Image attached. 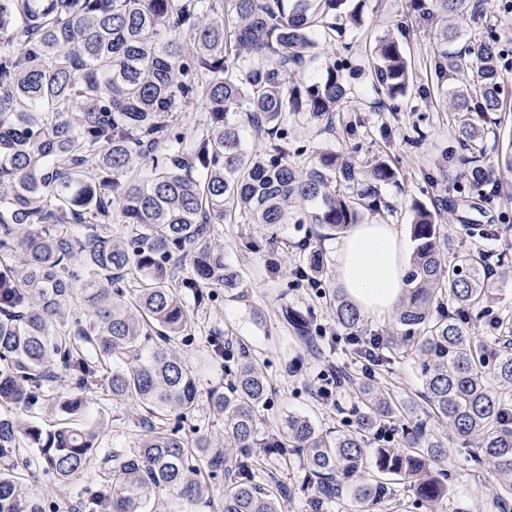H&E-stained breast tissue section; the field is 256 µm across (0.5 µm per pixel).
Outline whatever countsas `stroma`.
<instances>
[{"mask_svg": "<svg viewBox=\"0 0 512 512\" xmlns=\"http://www.w3.org/2000/svg\"><path fill=\"white\" fill-rule=\"evenodd\" d=\"M360 7L362 26L347 32L335 45L315 49L310 66L314 73L332 63L342 67L348 95L334 116L335 132L324 131L322 124L301 113L289 119L290 143L307 157L324 151L342 152L360 160L385 155L397 177L383 188L381 208L364 212L362 219L394 224L405 233L409 230L413 202L435 200L428 178L438 175L437 162L442 151L457 147L446 102L433 91L425 68L426 59L433 55L437 45L438 26L415 16L410 0H361ZM448 23L456 27L463 44L479 36L482 30L493 29L507 51L504 88L506 100L512 105V11L505 10L501 0H487L481 21L468 15H452ZM386 35L399 40L412 65L405 96L393 101L379 99L370 72L371 52L377 40ZM419 131L424 137L417 144L413 138ZM499 179L501 188L486 193L481 210L465 214L447 200H437L438 222L451 251L479 250L496 256L512 241V172L501 173ZM476 224L494 225L496 232L477 237L472 230ZM281 236L287 239L288 249L276 252L280 271L273 275L267 269L265 256L239 247L246 237L264 240L262 226L222 224L216 230L227 261L243 274L245 297L231 300L221 296L196 307L199 327L194 336L183 342L182 349L198 365L202 404L193 417L180 423L182 437L205 435L219 442L224 439V418L207 404L210 392L224 388L227 382L224 368L213 352L218 341L244 344L263 365L272 387L268 400L258 409L259 430L263 433L279 428L291 414L308 416L323 430L344 428L361 383L388 387L403 403L417 398L421 382L411 358L399 357L374 372H364L345 331L337 325L323 290L297 283L293 270L303 239H310L313 245L329 253L335 237L329 230L312 224L285 225ZM286 308L309 318L314 346L300 341L292 326L284 321L282 311ZM322 372H344L350 377L338 389L335 401L317 394V376ZM91 416L104 422V447L136 445L141 430L133 425L134 413L127 406L101 399L93 404ZM428 427L432 433L448 436L450 495L443 505L445 512H499L486 471L477 469L462 452L456 436L448 435L446 423L433 420ZM265 467L291 489L281 512H346L341 502L327 500L317 504L301 491L302 465L297 457L283 460L269 455Z\"/></svg>", "mask_w": 512, "mask_h": 512, "instance_id": "35a3bbf8", "label": "stroma"}]
</instances>
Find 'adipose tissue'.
<instances>
[{"mask_svg": "<svg viewBox=\"0 0 512 512\" xmlns=\"http://www.w3.org/2000/svg\"><path fill=\"white\" fill-rule=\"evenodd\" d=\"M335 281L365 316L392 315L408 286L406 244L395 225H353L336 243Z\"/></svg>", "mask_w": 512, "mask_h": 512, "instance_id": "ef3b65f1", "label": "adipose tissue"}]
</instances>
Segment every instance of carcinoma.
<instances>
[{
  "instance_id": "carcinoma-1",
  "label": "carcinoma",
  "mask_w": 512,
  "mask_h": 512,
  "mask_svg": "<svg viewBox=\"0 0 512 512\" xmlns=\"http://www.w3.org/2000/svg\"><path fill=\"white\" fill-rule=\"evenodd\" d=\"M431 21L464 13L472 0H411ZM231 9L224 10V4ZM345 0H0V512H45L27 482L51 477L61 491L92 467L104 481L72 503L75 512H150L165 492L194 502L207 495L196 450L170 426L200 407L193 364L178 344L198 316L185 300L220 288L243 297L238 269L224 259L215 226L262 224L271 247L285 224L343 233L365 210L381 207L395 172L382 155L362 167L334 152L289 159L288 119L322 121L347 95L336 67L309 82L310 52L336 40ZM443 29L430 65L437 83L456 85L459 152L446 157L479 188L495 167L512 170V151L487 158L500 135L504 92L493 31L448 50ZM377 92L405 94L409 63L397 39L374 49ZM200 102L206 129L176 123ZM498 115L488 124V114ZM242 115L277 144L246 149ZM413 254L395 319L391 353L411 356L426 418L372 384L363 385L346 430L323 431L288 416L263 440L268 454L300 456L314 500L347 499L355 512H384L395 485L435 512L448 500L446 438L427 431L445 421L475 462L497 476L493 496L512 508V320L496 318L493 339L475 335L472 316L487 312L493 272L505 257L448 253V237L427 204L412 205ZM296 275L317 281L330 259L307 242ZM336 323L357 335L361 313L333 295ZM298 337L308 319L285 310ZM230 381L210 393L224 415L221 512H281L289 494L265 474L257 410L270 383L246 352L224 356ZM135 412L136 448L102 447L103 424L86 420L88 394ZM48 404L55 421L28 419ZM391 431L398 448H368Z\"/></svg>"
}]
</instances>
